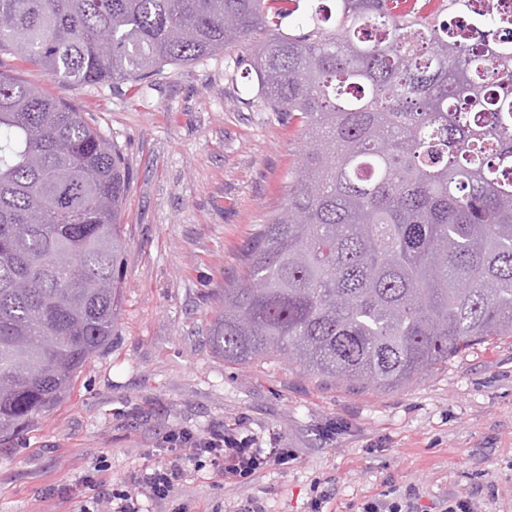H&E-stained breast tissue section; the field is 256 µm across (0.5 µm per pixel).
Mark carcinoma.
<instances>
[{
	"instance_id": "cac0c4a2",
	"label": "carcinoma",
	"mask_w": 512,
	"mask_h": 512,
	"mask_svg": "<svg viewBox=\"0 0 512 512\" xmlns=\"http://www.w3.org/2000/svg\"><path fill=\"white\" fill-rule=\"evenodd\" d=\"M332 2L0 0V56L74 85L248 62L303 146L224 282L210 344L391 389L512 337V13ZM128 185L93 114L0 70L1 441L112 339Z\"/></svg>"
}]
</instances>
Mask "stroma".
Returning <instances> with one entry per match:
<instances>
[{
  "label": "stroma",
  "mask_w": 512,
  "mask_h": 512,
  "mask_svg": "<svg viewBox=\"0 0 512 512\" xmlns=\"http://www.w3.org/2000/svg\"><path fill=\"white\" fill-rule=\"evenodd\" d=\"M0 69L94 112L131 172L112 341L70 396L0 443V512H108L173 429L278 439L287 464L242 482L186 467L142 512H362L374 500L445 512H512V337L474 346L396 389L351 387L284 356L237 364L209 330L220 288L288 186L302 142L254 76L224 58L136 82L71 85L12 58Z\"/></svg>",
  "instance_id": "stroma-1"
}]
</instances>
